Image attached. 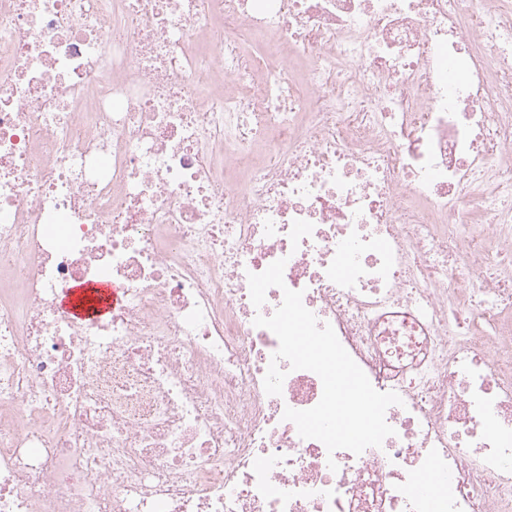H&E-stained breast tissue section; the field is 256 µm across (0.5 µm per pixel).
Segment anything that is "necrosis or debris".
<instances>
[{
	"mask_svg": "<svg viewBox=\"0 0 512 512\" xmlns=\"http://www.w3.org/2000/svg\"><path fill=\"white\" fill-rule=\"evenodd\" d=\"M281 258L382 447L266 394ZM0 512H512V0H0ZM63 299L66 309L78 320H88L103 317L112 311L119 302L117 291L111 288L106 278H100L93 283L78 284L70 289Z\"/></svg>",
	"mask_w": 512,
	"mask_h": 512,
	"instance_id": "4bbe7bcc",
	"label": "necrosis or debris"
}]
</instances>
